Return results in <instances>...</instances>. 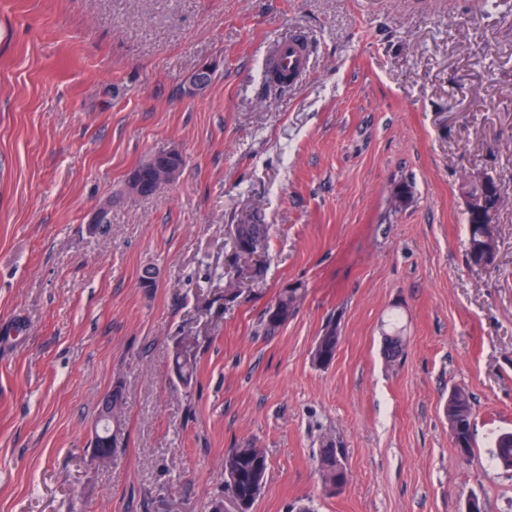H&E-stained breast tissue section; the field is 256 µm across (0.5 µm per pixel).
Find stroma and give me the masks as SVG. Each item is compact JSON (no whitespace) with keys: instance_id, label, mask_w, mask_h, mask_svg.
Listing matches in <instances>:
<instances>
[{"instance_id":"obj_1","label":"stroma","mask_w":512,"mask_h":512,"mask_svg":"<svg viewBox=\"0 0 512 512\" xmlns=\"http://www.w3.org/2000/svg\"><path fill=\"white\" fill-rule=\"evenodd\" d=\"M296 31L308 75L270 91L263 49ZM174 146L178 180L128 195ZM477 171L512 191V0H0V512H205L247 442L269 459L254 512H512L492 456L512 430V201L495 262L470 264ZM243 224L262 240L247 264ZM291 285L298 310L257 334ZM117 387L102 466L87 448ZM325 440L349 473L334 496ZM339 341L336 323L331 320L321 336H318L313 354L314 362L319 366H329L336 357ZM458 399L448 402L446 414L448 424L451 427L450 436L452 445L457 452H462L466 457L471 453L474 445L472 404L468 392L464 389L455 390ZM340 452L332 441L323 442L322 447L319 448L318 458V471L320 474L321 483L326 491L331 494L341 492L336 490V472L342 471V478L344 484H347L348 474L346 467L341 459ZM343 463V468L339 463Z\"/></svg>"}]
</instances>
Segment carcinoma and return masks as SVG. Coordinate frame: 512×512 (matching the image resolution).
<instances>
[{
    "label": "carcinoma",
    "mask_w": 512,
    "mask_h": 512,
    "mask_svg": "<svg viewBox=\"0 0 512 512\" xmlns=\"http://www.w3.org/2000/svg\"><path fill=\"white\" fill-rule=\"evenodd\" d=\"M303 298L301 288H284L278 294L275 303L265 310L259 320V329L266 335L275 334L299 307ZM340 336L336 324L330 322L318 337L313 359L319 366L330 365L336 357ZM174 363L179 370L178 377L190 385L195 364L190 356V347L175 351ZM458 399L448 403L446 414L451 427V442L457 451L469 455L474 445L472 404L468 392L457 390ZM494 460L506 470L512 469V431L503 432L495 440ZM318 471L321 483L331 494L336 490V472H342L343 481H348L346 468L339 466L342 462L340 452L332 441H326L319 448ZM268 471L266 451L252 444L240 445L230 449L224 457V482L235 512H252L255 502L265 484Z\"/></svg>",
    "instance_id": "1"
}]
</instances>
